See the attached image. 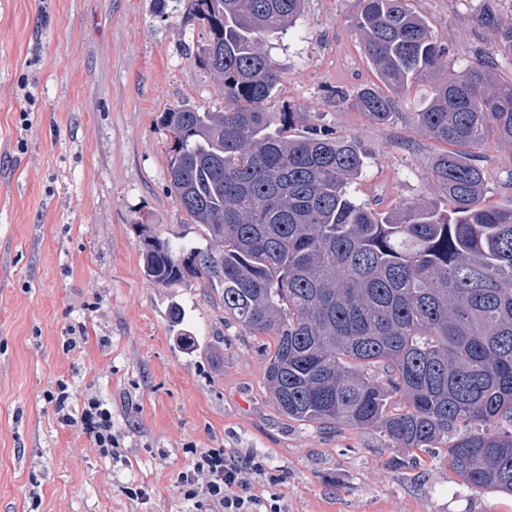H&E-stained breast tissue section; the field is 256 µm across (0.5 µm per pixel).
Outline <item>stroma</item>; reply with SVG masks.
<instances>
[{
    "mask_svg": "<svg viewBox=\"0 0 512 512\" xmlns=\"http://www.w3.org/2000/svg\"><path fill=\"white\" fill-rule=\"evenodd\" d=\"M412 5L455 69L490 60L512 78L479 0ZM349 7L306 0L295 34L265 40L280 99L368 150L359 200L445 208L430 176L441 146L411 114L426 85L387 125L348 103L377 81ZM207 38L183 0H0V512H30L34 485L39 512H182L177 476L193 447L263 459L249 480L284 512H512V495L470 488L427 454L394 464L377 430L280 415L263 380L268 340L225 314L220 289L145 277L136 225L175 246L206 244L166 187L160 118L181 105L223 110L222 85L196 57ZM338 88L346 101L332 99ZM482 155L487 199L512 203V145L491 140ZM81 324L86 343L66 350ZM61 380L109 404L123 461L59 422L46 395ZM134 484L147 501L127 495Z\"/></svg>",
    "mask_w": 512,
    "mask_h": 512,
    "instance_id": "obj_1",
    "label": "stroma"
}]
</instances>
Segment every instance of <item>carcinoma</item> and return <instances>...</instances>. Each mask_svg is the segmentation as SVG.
Instances as JSON below:
<instances>
[{"instance_id":"obj_1","label":"carcinoma","mask_w":512,"mask_h":512,"mask_svg":"<svg viewBox=\"0 0 512 512\" xmlns=\"http://www.w3.org/2000/svg\"><path fill=\"white\" fill-rule=\"evenodd\" d=\"M304 3L186 0L224 110L172 109L161 125L168 189L208 244L174 248L141 224L144 275L203 280L245 331L272 339L263 379L282 416L374 428L397 452L439 453L471 487L512 495V203L488 202L479 155L490 139L512 144V81L480 61L451 68L411 0H352L380 82L357 107L385 125L394 96L425 82L414 122L447 145L430 170L446 210L379 212L351 194L361 144L278 104L263 41L294 28ZM480 15L512 57V17L486 2Z\"/></svg>"}]
</instances>
